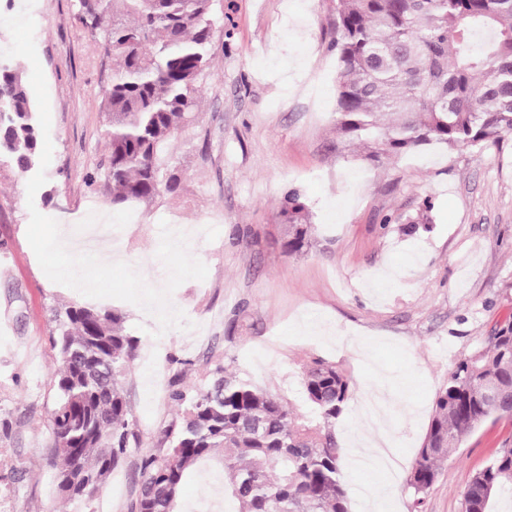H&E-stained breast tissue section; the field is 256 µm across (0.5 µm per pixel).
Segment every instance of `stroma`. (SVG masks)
<instances>
[{
	"mask_svg": "<svg viewBox=\"0 0 512 512\" xmlns=\"http://www.w3.org/2000/svg\"><path fill=\"white\" fill-rule=\"evenodd\" d=\"M333 0H217L220 23L195 122L170 147L176 193L139 206L126 225L125 263L158 249L160 225L186 229L187 249L208 268L171 295L188 328L160 331L149 313L117 299L137 357L124 389L136 440L83 512H130L141 457L173 417L170 382L198 383L223 364L310 417L300 366L323 359L359 388L351 345L374 337L388 376H412L393 396L398 473L346 472L351 512L360 484L396 489L389 512H411L405 478L436 394L458 359L512 315V137L496 147H430L371 161L336 149ZM35 44L50 104L53 154L46 183L28 197L29 174L0 161V512H67L46 450L54 407V307L80 302L52 282L27 240L30 208L74 230L97 196L89 173L107 159L102 94L110 64L81 20L78 0H35ZM305 196L316 229L289 255L278 203ZM434 208L424 211V198ZM314 314L304 336L291 324ZM508 435L485 426L468 437L425 496L424 512H462L469 476ZM217 463L188 478L177 512H229L214 488Z\"/></svg>",
	"mask_w": 512,
	"mask_h": 512,
	"instance_id": "1",
	"label": "stroma"
}]
</instances>
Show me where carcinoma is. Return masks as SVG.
I'll return each mask as SVG.
<instances>
[{"mask_svg":"<svg viewBox=\"0 0 512 512\" xmlns=\"http://www.w3.org/2000/svg\"><path fill=\"white\" fill-rule=\"evenodd\" d=\"M82 20L112 61L103 90L107 163L88 183L118 212L179 188L165 146L192 124L202 102L216 26L215 0H79ZM337 148L371 160L441 144L482 149L512 136V0H335ZM37 112L19 71L0 59V159L22 172L38 162ZM284 250L309 246L313 224L299 191L279 202ZM56 398L47 462L69 504L93 498L126 455L135 420L123 383L138 341L123 317L92 305L55 309ZM512 390V320L460 359L434 401L426 436L405 478L413 512L442 465L487 424L512 426L489 406L480 382ZM304 396L318 420H303L276 394L217 365L169 397L175 417L140 465L130 512H175L187 475L220 458L234 512H349L343 449L334 428L353 396L335 364L301 367ZM512 495V442L504 440L463 491V512H494Z\"/></svg>","mask_w":512,"mask_h":512,"instance_id":"obj_1","label":"carcinoma"}]
</instances>
